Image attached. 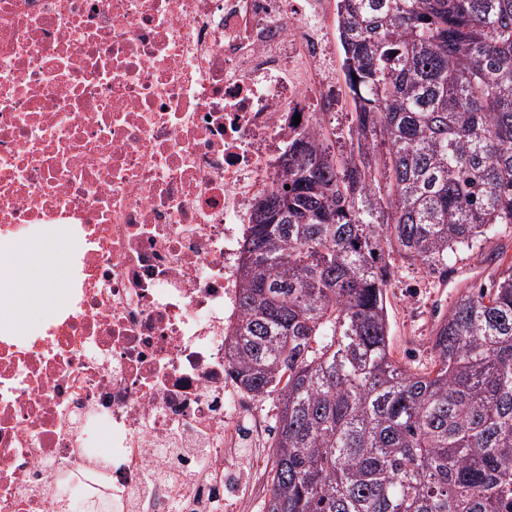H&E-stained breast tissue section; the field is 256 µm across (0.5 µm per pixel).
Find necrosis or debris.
<instances>
[{
    "mask_svg": "<svg viewBox=\"0 0 512 512\" xmlns=\"http://www.w3.org/2000/svg\"><path fill=\"white\" fill-rule=\"evenodd\" d=\"M333 6L0 0V240L72 237L68 307L0 335V512L223 505L241 238L294 117L341 105ZM167 458L195 485H146Z\"/></svg>",
    "mask_w": 512,
    "mask_h": 512,
    "instance_id": "obj_1",
    "label": "necrosis or debris"
}]
</instances>
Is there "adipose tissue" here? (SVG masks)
<instances>
[{
  "instance_id": "1",
  "label": "adipose tissue",
  "mask_w": 512,
  "mask_h": 512,
  "mask_svg": "<svg viewBox=\"0 0 512 512\" xmlns=\"http://www.w3.org/2000/svg\"><path fill=\"white\" fill-rule=\"evenodd\" d=\"M70 267L44 239L0 244V325L27 336L46 327L69 296Z\"/></svg>"
}]
</instances>
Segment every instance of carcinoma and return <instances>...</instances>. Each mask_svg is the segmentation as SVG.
<instances>
[{
	"mask_svg": "<svg viewBox=\"0 0 512 512\" xmlns=\"http://www.w3.org/2000/svg\"><path fill=\"white\" fill-rule=\"evenodd\" d=\"M353 110L294 133L240 246L224 371L277 395L266 512H512V264L394 359L391 256L512 224V0H336ZM290 189H285V186Z\"/></svg>",
	"mask_w": 512,
	"mask_h": 512,
	"instance_id": "1",
	"label": "carcinoma"
}]
</instances>
